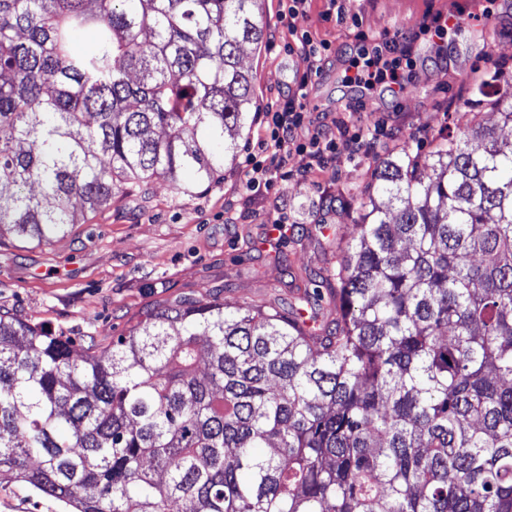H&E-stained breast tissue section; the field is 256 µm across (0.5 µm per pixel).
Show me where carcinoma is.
Here are the masks:
<instances>
[{
	"label": "carcinoma",
	"instance_id": "obj_1",
	"mask_svg": "<svg viewBox=\"0 0 512 512\" xmlns=\"http://www.w3.org/2000/svg\"><path fill=\"white\" fill-rule=\"evenodd\" d=\"M262 2L0 0V238L210 182ZM477 90L498 123L382 161L286 305L172 304L79 359L1 311L0 476L59 512H512V78Z\"/></svg>",
	"mask_w": 512,
	"mask_h": 512
}]
</instances>
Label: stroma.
I'll use <instances>...</instances> for the list:
<instances>
[{"label": "stroma", "mask_w": 512, "mask_h": 512, "mask_svg": "<svg viewBox=\"0 0 512 512\" xmlns=\"http://www.w3.org/2000/svg\"><path fill=\"white\" fill-rule=\"evenodd\" d=\"M452 12L473 21L442 27ZM280 13L279 0H265L264 42L240 51L256 111L237 138L235 161L188 192L164 178L125 188L51 243L0 241V309L101 348L180 300L244 304L284 293L301 268L323 270L326 238L336 228L356 233L360 203L383 159L407 143L429 154L447 131L466 133L478 115L497 123L477 85L492 65L512 73V0H312L299 26L332 45L314 75ZM377 50L396 64L401 95L385 83L344 86L351 61ZM304 76L311 112L383 125L389 134L365 153L339 141L335 162L321 170L291 154L288 180L253 193L245 159L255 150L261 113L296 93ZM277 219L288 232L273 248Z\"/></svg>", "instance_id": "stroma-1"}]
</instances>
